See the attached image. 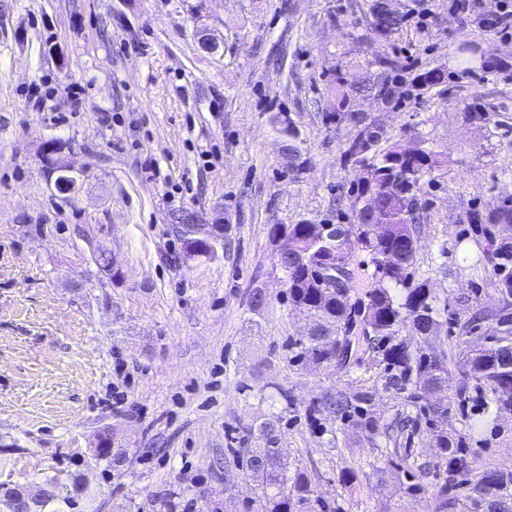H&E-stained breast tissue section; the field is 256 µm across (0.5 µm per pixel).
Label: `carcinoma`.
<instances>
[{
  "instance_id": "1",
  "label": "carcinoma",
  "mask_w": 512,
  "mask_h": 512,
  "mask_svg": "<svg viewBox=\"0 0 512 512\" xmlns=\"http://www.w3.org/2000/svg\"><path fill=\"white\" fill-rule=\"evenodd\" d=\"M368 26L381 38H389L403 30L409 12L390 13L385 0H366ZM383 70L358 86H349L336 77L334 97L338 102L335 118L350 127V138L344 154L365 166L369 178L349 194L354 221L336 224V232L319 233V223L302 220L284 226L283 238H277L278 225L273 224L269 236L275 260L284 267L288 296L292 305L314 318L313 333L297 342L300 357L309 365L327 367L346 362L339 344L361 326L363 336L374 352L381 355V370L372 385L355 392L338 390L326 393L312 403L309 411L329 419L350 422L355 429L372 438L384 436L381 455L389 457L403 451L395 447L398 435L417 432L421 423L433 425L447 418L448 403L436 400L419 407L422 396L448 387L451 369L445 351L418 347L410 349L399 339L409 328L421 340L440 330L441 310L437 308L434 289L426 280L411 282L417 253V226L423 219L419 196L427 178L439 167L435 152L420 145L406 152L399 146L379 149L385 137L376 121L349 103L356 96L373 95L391 102L388 70L394 62H381ZM445 73L432 68L416 75L412 84L429 89L443 82ZM288 149L299 151L298 131L290 119L275 118ZM483 224L497 227L499 239L493 252L499 278L493 286L501 307L497 312L477 311L473 321H487L486 345L462 355L464 377L489 388L495 409L512 411V197L503 199L486 217ZM371 256L376 271V284L366 292L367 302L352 299L354 288L349 272L355 250ZM380 392L406 394L404 408L389 420L372 415L371 408ZM279 417L273 413L249 433L257 434L262 445L248 449L237 457V464L258 481L266 502V512H316L311 481L301 472L284 473L278 448ZM436 447L448 472L467 470L468 462L458 456L448 438V431L436 434ZM418 475L416 486L425 488L436 480V470L424 462L413 460ZM57 499L41 495L35 485L8 490L33 501L35 512H66L83 499L84 485L78 480L63 486ZM469 501L470 512H512V471L489 468L474 474Z\"/></svg>"
}]
</instances>
